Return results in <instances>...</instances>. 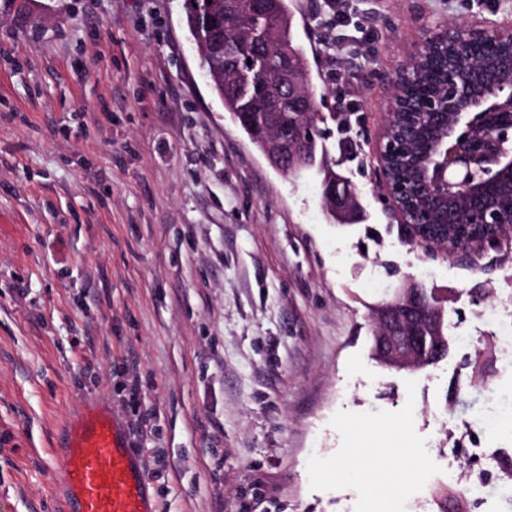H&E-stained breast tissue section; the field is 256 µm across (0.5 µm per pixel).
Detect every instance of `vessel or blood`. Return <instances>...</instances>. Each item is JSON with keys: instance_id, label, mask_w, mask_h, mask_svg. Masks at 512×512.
<instances>
[{"instance_id": "b4317fda", "label": "vessel or blood", "mask_w": 512, "mask_h": 512, "mask_svg": "<svg viewBox=\"0 0 512 512\" xmlns=\"http://www.w3.org/2000/svg\"><path fill=\"white\" fill-rule=\"evenodd\" d=\"M54 460L56 480L68 496L66 512H156L146 471L107 415L87 412L70 427L68 444Z\"/></svg>"}]
</instances>
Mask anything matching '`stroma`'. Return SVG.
<instances>
[{
	"label": "stroma",
	"instance_id": "obj_1",
	"mask_svg": "<svg viewBox=\"0 0 512 512\" xmlns=\"http://www.w3.org/2000/svg\"><path fill=\"white\" fill-rule=\"evenodd\" d=\"M319 6L291 9L351 224L327 220L317 169L278 172L225 112L185 0H0V512H62L54 452L89 405L158 512H396L444 484L439 451L512 444L476 425L512 389L483 313L512 312V251L401 244L375 171L430 28L510 22L512 0H367L361 67L329 55ZM408 280L449 340L415 373L372 358L371 310ZM397 436L400 486L341 476L357 448L388 465Z\"/></svg>",
	"mask_w": 512,
	"mask_h": 512
}]
</instances>
